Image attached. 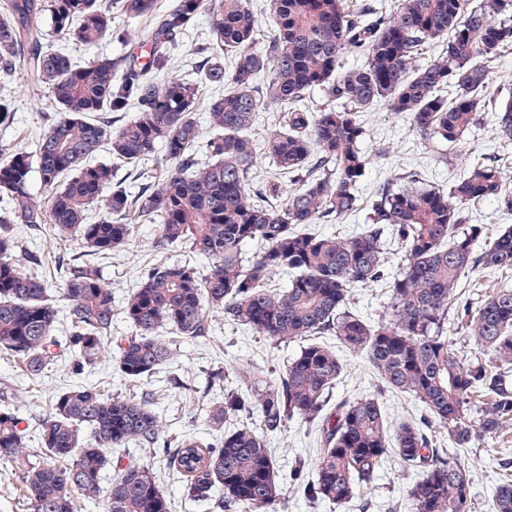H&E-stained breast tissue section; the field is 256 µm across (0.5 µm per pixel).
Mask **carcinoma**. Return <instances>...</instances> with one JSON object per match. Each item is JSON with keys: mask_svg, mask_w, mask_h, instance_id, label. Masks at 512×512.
I'll list each match as a JSON object with an SVG mask.
<instances>
[{"mask_svg": "<svg viewBox=\"0 0 512 512\" xmlns=\"http://www.w3.org/2000/svg\"><path fill=\"white\" fill-rule=\"evenodd\" d=\"M114 0H3L0 3V73L18 59L45 87L58 117L36 150L0 149V351L39 378L55 359L59 310L49 302L50 281L23 272L14 258V225L47 221L61 236H78L92 255L108 256L127 242L129 216L157 223L156 248L187 245L211 261L202 274L190 264L149 268L127 298L132 333L116 344L115 366L130 383L150 379L171 358L158 330L193 340L205 332V308L224 314L275 344H299L284 369L255 397L224 394L210 411L256 410L261 431L224 434L218 449L186 435L169 452L184 493L218 512H277L281 483L267 437L300 419L320 444L305 475L291 469L310 502L346 504L371 486L383 459L396 454L421 475L407 493L410 512H473L472 483L458 458L436 448L432 429L448 432L455 448H473L512 421V288L501 286L480 301L456 293L479 272L512 270V226L485 236L482 224L464 223V210L494 199L512 211V188L499 167L478 162L448 189L414 175L379 186L369 200L368 224L351 236L325 235L311 225L357 209L359 185L370 163L361 147L357 113L374 106L405 116L422 136L452 147L493 104L489 64L512 50V0H402L388 17L369 0H273V26L264 47H254L257 19L250 0H220L210 17L199 79L161 76L194 26L205 0H173L143 34L146 62L126 57L78 61L71 45H92L114 35ZM131 17L151 15L155 0H119ZM425 46L441 48L425 66L414 61ZM356 53L364 64L350 68ZM233 58L224 66V55ZM267 77L263 85L257 80ZM205 83L224 88L205 104L211 135L200 164L195 112ZM327 102L308 105L314 91ZM270 103L286 115L268 139L279 176L247 195L257 145L251 130ZM134 112L112 127L113 115ZM496 134L512 145V102L498 108ZM165 146L158 181L133 194L113 181L105 152L138 164ZM38 173L46 196L30 191ZM298 186L285 206L281 178ZM401 244L390 268L384 237ZM250 242L261 245L246 256ZM274 271L288 281L267 288ZM386 282L389 319L352 310L358 285ZM69 339L75 364L97 362L111 345L112 289L99 266L73 264L63 276ZM471 336L477 352L463 354L456 336ZM366 353L383 386L412 397L419 422L389 423L379 400L358 396L332 402L344 372L336 349ZM21 421L0 408V465L21 473L27 512H77V498L101 495L108 452L129 440L157 443L160 417L146 400L108 398L87 384L55 393L39 420L40 454L29 453ZM90 429L82 445L79 428ZM171 501L149 467L118 470L105 512H170ZM487 512H512V481L499 484Z\"/></svg>", "mask_w": 512, "mask_h": 512, "instance_id": "cac0c4a2", "label": "carcinoma"}]
</instances>
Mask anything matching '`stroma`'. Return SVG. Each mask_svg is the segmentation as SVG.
Here are the masks:
<instances>
[{
	"instance_id": "1",
	"label": "stroma",
	"mask_w": 512,
	"mask_h": 512,
	"mask_svg": "<svg viewBox=\"0 0 512 512\" xmlns=\"http://www.w3.org/2000/svg\"><path fill=\"white\" fill-rule=\"evenodd\" d=\"M152 23V17L132 19L120 9H113L112 27L127 35V43L107 39L92 46L77 48L75 55L89 60L97 56L117 58L131 52H141L140 39ZM0 94L9 96L16 110L14 125L7 128L0 126V146L33 151L39 136L56 114L47 90L34 89L30 75L25 68L19 67L10 76L0 78ZM283 115L280 105L271 104L257 116L253 133L261 149L252 173L253 185H260L276 173L264 144L272 131L278 128ZM358 119L364 130V151L373 152L379 144L384 143L389 148V156L368 165L360 185L362 207L338 221L318 225V232L347 235L359 231L368 213L365 202L378 185L395 181L408 172L444 186L473 164L500 157L506 161L504 177L512 184V165L507 162L512 153L502 147L496 136V112L482 113L479 125L472 128L461 142L446 150L438 143L423 138L407 118L386 111L385 108L378 107L359 113ZM17 237L19 247L15 258L20 269L40 276L51 275L53 285L50 296L54 304H61L60 268L84 261V244L77 237L59 239L49 223L41 225L36 231L20 228ZM155 237V224H133L128 245L99 262L104 279L112 290L113 335L125 336L131 331L123 307L145 267L165 261L188 262L204 273L210 269L208 260L188 246L157 251ZM205 320L209 331L195 341L175 337L171 330L161 329V336L171 340L174 355L156 375L142 383L125 381L114 364L106 358L93 365L82 377H75L72 370L73 351L68 346L69 336L63 327L57 331L62 345L61 355L55 365L38 379H29L17 359L0 353V388L8 386L20 392L11 407L27 432L26 441L30 451L35 453L39 450L38 420L48 412L52 395L74 384L75 380L98 385L102 393L109 397L148 398L160 416V441L152 448L130 442L113 449L110 454L111 463L103 472V488H110L120 466L134 462L152 468L160 487L171 498V512H208L206 506L183 496L182 478L169 468L166 461L167 449L175 447L177 441L185 435L193 436L205 444L216 445L222 441L226 431L241 426L258 428L260 418L255 413L226 417L220 427L211 423L209 413L223 404L225 391L242 388L250 377L269 380L271 371L283 368L286 360L296 353L297 347L293 344L279 346L252 335L242 327L226 323L223 314L216 311L207 312ZM340 356L345 371L333 391L334 397L372 395L379 399L391 423L418 419V407L411 397L382 390L378 376L365 354L344 349ZM216 373L225 377L223 388L217 389L210 385ZM316 438L310 425L300 420L288 422L281 432L271 436L270 446L282 484L279 512H409L406 506L407 492L419 474L393 454L383 460L376 485L364 498L354 499L344 506L329 502H308L292 481L290 471L295 459L315 461ZM457 456L472 481L474 512H486L487 501L496 486L512 479L511 472L497 465L498 459H512V427L503 433L486 437L475 447L459 449Z\"/></svg>"
}]
</instances>
